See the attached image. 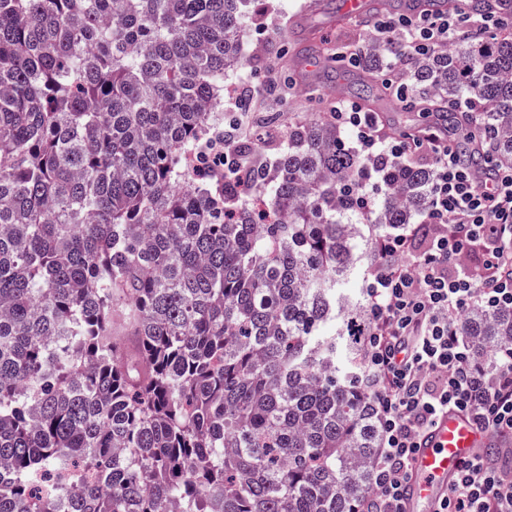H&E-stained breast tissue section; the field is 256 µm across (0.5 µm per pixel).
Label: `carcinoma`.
<instances>
[{"mask_svg":"<svg viewBox=\"0 0 512 512\" xmlns=\"http://www.w3.org/2000/svg\"><path fill=\"white\" fill-rule=\"evenodd\" d=\"M512 19V0H465ZM266 0H0V512H356L381 448L363 385L375 243L426 215L433 171L360 154L330 117L276 155L241 135L187 153ZM397 65L401 106L453 130L469 100L486 167L512 164V35L427 55L376 38L335 73ZM471 357L512 311L463 317ZM55 484L35 495L36 481Z\"/></svg>","mask_w":512,"mask_h":512,"instance_id":"1","label":"carcinoma"}]
</instances>
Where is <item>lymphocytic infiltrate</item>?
Here are the masks:
<instances>
[{"mask_svg":"<svg viewBox=\"0 0 512 512\" xmlns=\"http://www.w3.org/2000/svg\"><path fill=\"white\" fill-rule=\"evenodd\" d=\"M458 26L456 13L382 23L407 57L438 47ZM369 156L409 160L427 154L434 179L424 223L378 242L366 283L370 333L364 339L368 394L383 432L374 491L359 512H404L403 492L418 441L455 408L478 425L512 433V346L492 369L472 362L461 336L473 305L512 310V167L495 172L463 163L447 136L387 135L357 104L336 108ZM442 512H512V471L463 460Z\"/></svg>","mask_w":512,"mask_h":512,"instance_id":"obj_1","label":"lymphocytic infiltrate"}]
</instances>
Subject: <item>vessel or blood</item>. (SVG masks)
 <instances>
[{
    "label": "vessel or blood",
    "mask_w": 512,
    "mask_h": 512,
    "mask_svg": "<svg viewBox=\"0 0 512 512\" xmlns=\"http://www.w3.org/2000/svg\"><path fill=\"white\" fill-rule=\"evenodd\" d=\"M511 452L497 432L478 427L459 412L442 413L419 441L404 493L406 512H438L464 458L481 456L493 464Z\"/></svg>",
    "instance_id": "b4317fda"
}]
</instances>
